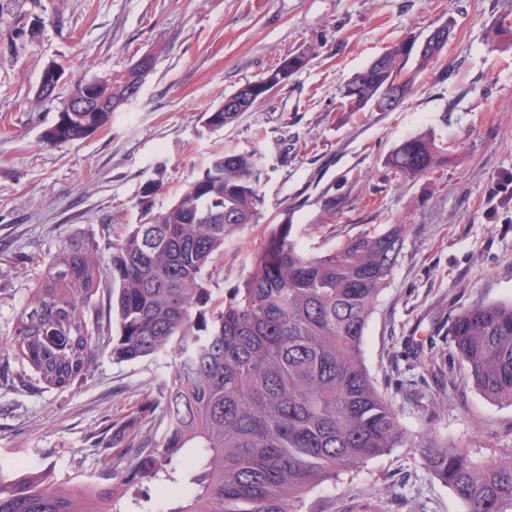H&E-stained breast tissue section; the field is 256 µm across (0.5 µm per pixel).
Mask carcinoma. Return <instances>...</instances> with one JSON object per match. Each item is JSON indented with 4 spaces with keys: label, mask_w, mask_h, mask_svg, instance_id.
Masks as SVG:
<instances>
[{
    "label": "carcinoma",
    "mask_w": 512,
    "mask_h": 512,
    "mask_svg": "<svg viewBox=\"0 0 512 512\" xmlns=\"http://www.w3.org/2000/svg\"><path fill=\"white\" fill-rule=\"evenodd\" d=\"M418 37L383 54L342 91L347 112H382L391 91L405 99L437 53ZM308 62L288 54L237 90L249 111ZM122 78L74 82L69 97H112V110L89 104L62 112L43 134L56 146L83 141L108 125L126 100ZM239 110L217 108L222 128ZM446 142L434 132L409 137L388 163L403 178L433 173ZM260 161L218 151L170 207L142 210L102 265L92 246L65 241L30 289L8 347L38 382L65 388L86 375L99 351L117 363L174 358L153 401L162 428L133 463L74 486L47 469L0 476V512H153L148 488L163 486L159 512H300L301 496L339 473L395 448L416 453L463 501L466 512H509L512 454L482 463L437 436H412L380 394L362 357L380 292L392 275L406 225L363 231L339 246L306 252L288 217L271 225L249 257L250 272L223 296L209 271L224 243L258 223ZM108 294L109 312L99 298ZM451 357L486 398L512 405V301L476 302L450 321Z\"/></svg>",
    "instance_id": "cac0c4a2"
}]
</instances>
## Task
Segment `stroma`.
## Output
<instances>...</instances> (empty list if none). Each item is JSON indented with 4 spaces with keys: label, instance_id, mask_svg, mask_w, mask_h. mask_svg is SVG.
<instances>
[{
    "label": "stroma",
    "instance_id": "stroma-1",
    "mask_svg": "<svg viewBox=\"0 0 512 512\" xmlns=\"http://www.w3.org/2000/svg\"><path fill=\"white\" fill-rule=\"evenodd\" d=\"M449 23L453 34L392 112H346L344 85L395 41ZM309 62L230 125L206 114L281 57ZM154 69L140 95L86 140L43 144L60 100H40L45 67L75 80L124 73L143 54ZM426 130L448 143L432 174L404 180L387 162ZM260 160L258 223L224 244L209 286L244 279L266 227L287 214L306 249L364 230L407 227L378 297L363 358L412 434L433 433L478 460L512 450V406L448 372V321L476 301L512 300V202L492 194L512 176V0H0V343L45 264L78 237L108 263L138 222L140 201L172 205L218 151ZM419 346L424 358L409 355ZM165 367L98 354L63 389L25 363L0 380V470L53 469L55 482L130 468V441L160 432L150 415ZM302 512H465L405 448L341 472L306 494Z\"/></svg>",
    "mask_w": 512,
    "mask_h": 512
}]
</instances>
